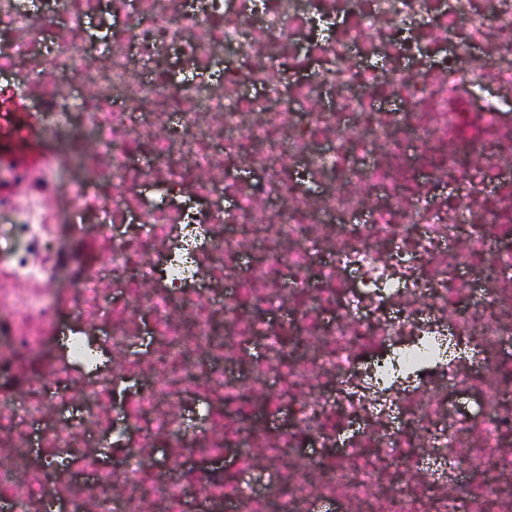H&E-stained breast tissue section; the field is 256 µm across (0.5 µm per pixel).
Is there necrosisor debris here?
I'll return each instance as SVG.
<instances>
[{"instance_id":"1","label":"necrosis or debris","mask_w":512,"mask_h":512,"mask_svg":"<svg viewBox=\"0 0 512 512\" xmlns=\"http://www.w3.org/2000/svg\"><path fill=\"white\" fill-rule=\"evenodd\" d=\"M0 501L512 512V0H0Z\"/></svg>"}]
</instances>
